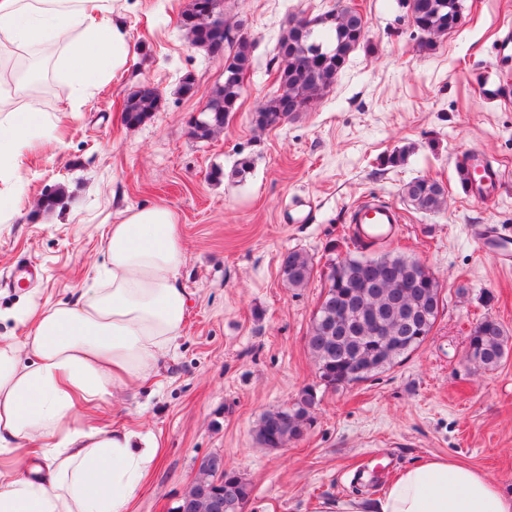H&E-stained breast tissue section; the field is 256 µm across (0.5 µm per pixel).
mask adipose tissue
<instances>
[{"label":"adipose tissue","mask_w":512,"mask_h":512,"mask_svg":"<svg viewBox=\"0 0 512 512\" xmlns=\"http://www.w3.org/2000/svg\"><path fill=\"white\" fill-rule=\"evenodd\" d=\"M106 2L0 0V50L58 45L55 69L81 98L126 60V28ZM52 135L33 102L0 89V181ZM104 238L106 259L74 298L10 314L27 332L0 343V512H128L157 462L153 437L95 426L91 413L114 388L147 380L184 330L181 228L166 206L129 208ZM315 512H512V493L428 456L376 496L322 500Z\"/></svg>","instance_id":"adipose-tissue-1"}]
</instances>
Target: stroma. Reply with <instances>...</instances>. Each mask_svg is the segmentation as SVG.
<instances>
[{
	"mask_svg": "<svg viewBox=\"0 0 512 512\" xmlns=\"http://www.w3.org/2000/svg\"><path fill=\"white\" fill-rule=\"evenodd\" d=\"M190 0H112L128 32L116 76L78 105L59 82L38 107L56 137L26 152V194L0 223V310L69 298L103 261L104 231L125 209L163 204L178 217L191 297L182 336L145 382L115 392L98 425L151 434L159 458L128 512H171L207 456L251 485L245 512H314L318 501L374 496L397 470L440 455L512 489V352L474 371L470 333L492 316L512 334V269L484 254L475 224L512 225V62L499 40L512 0H461L462 22L422 53L407 0H221L225 22L252 44L242 96L224 130L200 141L189 119L224 81V59L192 45L180 24ZM349 7L367 45L351 53L312 109L259 129L255 112L278 90V41L291 19ZM194 81L182 92L184 77ZM149 85L160 103L144 123L122 119L127 96ZM408 149L404 164L384 165ZM479 149L504 173L494 196H465L457 158ZM250 168L237 175L240 160ZM431 178L448 190L436 214L408 208L404 185ZM63 191L51 212L39 204ZM365 199L402 211L391 251L419 258L442 285L438 318L409 357L368 381L333 389L306 342L322 282L291 288L282 252L316 267L355 255L348 218ZM35 264V285L9 284ZM314 388L315 421L282 450L262 447L263 412Z\"/></svg>",
	"mask_w": 512,
	"mask_h": 512,
	"instance_id": "obj_1",
	"label": "stroma"
}]
</instances>
